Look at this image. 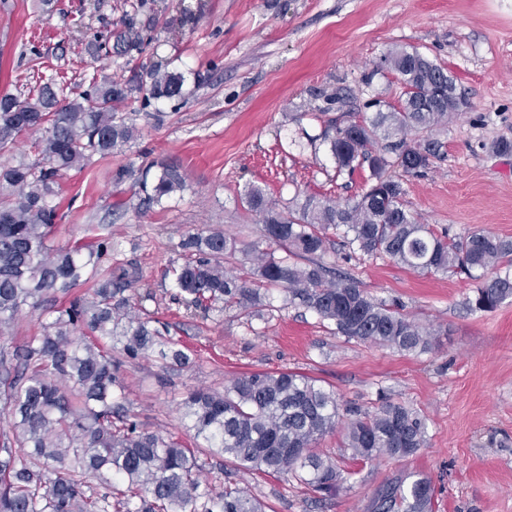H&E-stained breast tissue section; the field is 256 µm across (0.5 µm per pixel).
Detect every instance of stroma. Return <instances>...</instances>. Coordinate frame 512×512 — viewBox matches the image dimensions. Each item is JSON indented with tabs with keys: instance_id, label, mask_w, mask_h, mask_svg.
Masks as SVG:
<instances>
[{
	"instance_id": "obj_1",
	"label": "stroma",
	"mask_w": 512,
	"mask_h": 512,
	"mask_svg": "<svg viewBox=\"0 0 512 512\" xmlns=\"http://www.w3.org/2000/svg\"><path fill=\"white\" fill-rule=\"evenodd\" d=\"M129 28L140 48L91 55L97 36ZM398 48L447 68L467 101L431 134L441 158L401 177L407 210L453 237L483 230L512 239V152L491 149L512 142V0H0V94L26 95L51 76L77 93L106 79L144 83L116 106L134 114L135 141L59 177L50 238L66 248L94 229L111 234L113 261L140 272L143 309L169 323L189 356L175 371L126 362V406L143 428L189 439L186 394L223 391L245 371L317 378L348 419L388 401L424 417L427 441L406 458L364 461L340 433L326 435L318 448L345 480L323 501L293 479L243 473L266 512H374L385 487L416 475L434 487L433 512H512V301L492 312L469 306L499 268L420 274L351 253L329 232L328 265L436 331L432 350L418 355L330 334L275 291L272 314L250 321L233 308L194 316L172 300L167 270L182 262L186 231L220 227L243 245L258 242L261 217L241 201L248 186L282 206L359 199L368 169L337 173L329 141L368 101L399 107L402 85L383 61ZM157 70L182 73L184 96L153 97ZM154 161L180 166L186 187L146 210L115 174Z\"/></svg>"
}]
</instances>
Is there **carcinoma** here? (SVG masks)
<instances>
[{
	"label": "carcinoma",
	"mask_w": 512,
	"mask_h": 512,
	"mask_svg": "<svg viewBox=\"0 0 512 512\" xmlns=\"http://www.w3.org/2000/svg\"><path fill=\"white\" fill-rule=\"evenodd\" d=\"M140 45L129 31L96 40L95 52L124 56ZM400 76L399 108L336 128L330 152L339 170H369L368 187L352 204L313 196L278 209L261 188L245 190L247 207L263 216L261 238L280 254L253 244L245 250L220 230L187 233L184 261L173 268V300L207 317L235 307L249 320L271 308L269 290L307 308L348 341L407 354L432 349L434 331L392 301L368 295L352 278L329 277L322 261L327 231L367 256L385 255L418 272L501 267L476 287L472 307L492 312L512 298V240L473 231L463 238L419 223L402 202L391 174H418L440 157L442 144L428 133L459 112L454 79L416 49L389 53ZM178 72L153 74L157 98L183 93ZM140 89L133 80L92 84L73 94L47 79L21 100L0 95V152L13 151L23 133H37L40 160L0 167V332L24 308L48 314L40 330L12 354H0V398L9 408L12 435L0 441V512H262L258 500L226 473L224 489L201 478V455L218 449L237 467L266 476L291 475L323 499L344 481L333 458L316 451L336 430L334 391L293 371L245 373L224 393L191 392L186 415L192 442L141 428L125 406L122 367L158 352L166 369L186 355L168 338L169 326L132 310L124 292L139 281L138 268L105 265L117 245L109 234L86 244L53 249V186L61 173L130 144L138 130L112 103ZM179 168L153 162L135 180L139 205L150 208L184 189ZM92 294L56 305L80 285ZM353 455L373 461L405 458L426 442V423L414 409L387 402L344 427ZM93 477L108 487L100 494ZM433 488L419 477L380 496L377 512H432Z\"/></svg>",
	"instance_id": "1"
}]
</instances>
